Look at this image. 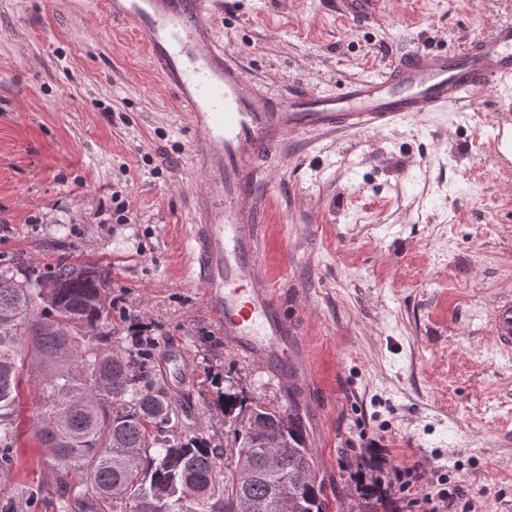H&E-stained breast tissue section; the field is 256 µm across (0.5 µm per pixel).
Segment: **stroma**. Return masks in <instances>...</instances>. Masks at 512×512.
<instances>
[{
  "mask_svg": "<svg viewBox=\"0 0 512 512\" xmlns=\"http://www.w3.org/2000/svg\"><path fill=\"white\" fill-rule=\"evenodd\" d=\"M225 48L279 94L331 93L385 74L403 51H452L512 21V0H217ZM105 0H0V258L108 272L103 331L154 343L158 385L185 425L224 442L212 400L230 388L286 407L280 380L224 344L185 276L188 130L144 36ZM493 90L383 132L289 137L268 176L262 253L300 332L297 395L329 512H364L358 472L400 512H512V355L489 314L512 297V126ZM39 370L24 377L16 463L0 500L55 512Z\"/></svg>",
  "mask_w": 512,
  "mask_h": 512,
  "instance_id": "obj_1",
  "label": "stroma"
}]
</instances>
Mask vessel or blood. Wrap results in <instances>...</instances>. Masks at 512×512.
Listing matches in <instances>:
<instances>
[{
  "label": "vessel or blood",
  "instance_id": "vessel-or-blood-1",
  "mask_svg": "<svg viewBox=\"0 0 512 512\" xmlns=\"http://www.w3.org/2000/svg\"><path fill=\"white\" fill-rule=\"evenodd\" d=\"M113 20L143 34L150 62L179 104L201 184L190 197L187 251L201 299L238 357L301 383L298 332L261 258L265 165L291 135L386 130L485 91L512 96V22L449 52L409 51L385 76L323 94L276 98L246 76L220 41L213 0H107ZM496 344L512 351V301L491 314Z\"/></svg>",
  "mask_w": 512,
  "mask_h": 512
}]
</instances>
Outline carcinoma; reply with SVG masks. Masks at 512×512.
<instances>
[{
    "label": "carcinoma",
    "instance_id": "1",
    "mask_svg": "<svg viewBox=\"0 0 512 512\" xmlns=\"http://www.w3.org/2000/svg\"><path fill=\"white\" fill-rule=\"evenodd\" d=\"M110 285L98 269L63 260L45 271L0 264V474L17 453L24 370L44 366L39 436L57 512H282L270 492L285 471L288 512H326L323 482L307 481L315 464L295 406L216 392L230 447L261 466L277 461L257 478L218 470L223 448L178 433L182 404L157 387L146 354L115 350L102 331ZM254 414L280 429L284 447H264L242 424Z\"/></svg>",
    "mask_w": 512,
    "mask_h": 512
}]
</instances>
